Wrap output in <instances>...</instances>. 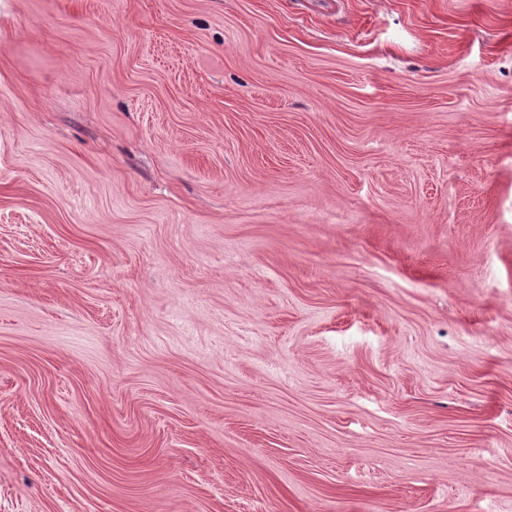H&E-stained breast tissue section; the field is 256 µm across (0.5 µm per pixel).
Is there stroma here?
<instances>
[{"mask_svg": "<svg viewBox=\"0 0 512 512\" xmlns=\"http://www.w3.org/2000/svg\"><path fill=\"white\" fill-rule=\"evenodd\" d=\"M0 512H512V0H0Z\"/></svg>", "mask_w": 512, "mask_h": 512, "instance_id": "stroma-1", "label": "stroma"}]
</instances>
